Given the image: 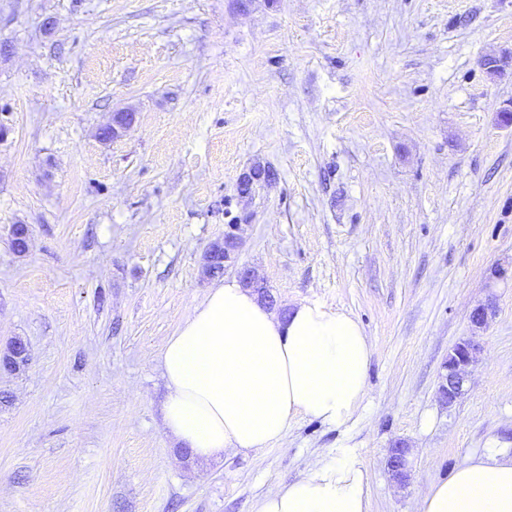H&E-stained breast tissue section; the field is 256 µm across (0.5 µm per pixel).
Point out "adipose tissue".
I'll list each match as a JSON object with an SVG mask.
<instances>
[{
    "instance_id": "1",
    "label": "adipose tissue",
    "mask_w": 512,
    "mask_h": 512,
    "mask_svg": "<svg viewBox=\"0 0 512 512\" xmlns=\"http://www.w3.org/2000/svg\"><path fill=\"white\" fill-rule=\"evenodd\" d=\"M373 345L349 313L316 301L285 315L236 281L208 289L168 338L162 424L199 457L268 448L290 420L347 423L368 391ZM366 468L350 453L270 489L254 512H368ZM419 512H512V456L465 460L419 494Z\"/></svg>"
}]
</instances>
